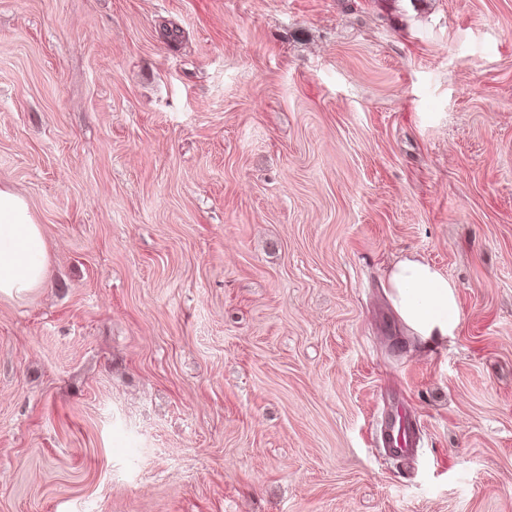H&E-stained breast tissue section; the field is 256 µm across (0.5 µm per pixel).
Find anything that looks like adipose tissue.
<instances>
[{
  "instance_id": "obj_1",
  "label": "adipose tissue",
  "mask_w": 512,
  "mask_h": 512,
  "mask_svg": "<svg viewBox=\"0 0 512 512\" xmlns=\"http://www.w3.org/2000/svg\"><path fill=\"white\" fill-rule=\"evenodd\" d=\"M49 277L42 230L25 200L0 186V295L13 297ZM388 295L403 325L424 340L447 339L459 323L453 285L415 256L397 259L387 273Z\"/></svg>"
}]
</instances>
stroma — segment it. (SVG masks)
Masks as SVG:
<instances>
[{"label": "stroma", "instance_id": "1", "mask_svg": "<svg viewBox=\"0 0 512 512\" xmlns=\"http://www.w3.org/2000/svg\"><path fill=\"white\" fill-rule=\"evenodd\" d=\"M0 185V512H512V0H0ZM48 277L40 224L21 196L0 186V295L29 292ZM388 295L403 325L423 340L454 336L459 309L454 286L415 256L397 259L387 273ZM412 422L398 416L391 420H383L379 423L377 442L381 443L391 454L406 456L413 443Z\"/></svg>", "mask_w": 512, "mask_h": 512}]
</instances>
